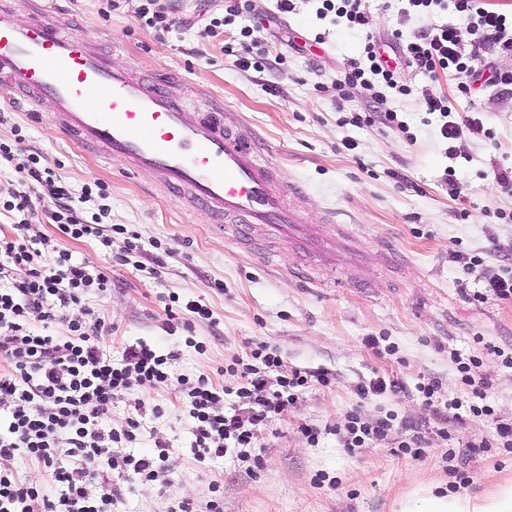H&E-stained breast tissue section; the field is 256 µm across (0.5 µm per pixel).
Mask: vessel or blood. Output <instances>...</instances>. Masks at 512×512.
<instances>
[{"instance_id":"vessel-or-blood-1","label":"vessel or blood","mask_w":512,"mask_h":512,"mask_svg":"<svg viewBox=\"0 0 512 512\" xmlns=\"http://www.w3.org/2000/svg\"><path fill=\"white\" fill-rule=\"evenodd\" d=\"M174 83L160 69L114 66L98 36L70 32L51 8L22 21L0 5V88L47 104L71 142L120 159L128 173L154 176L173 196L190 194L215 223L231 216L243 233L321 250L323 235L286 205L294 189L277 180L255 143L225 127L223 107L187 112Z\"/></svg>"}]
</instances>
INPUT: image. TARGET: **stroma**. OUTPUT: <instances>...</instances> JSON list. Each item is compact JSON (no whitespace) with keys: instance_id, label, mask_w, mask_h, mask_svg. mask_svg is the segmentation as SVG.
I'll use <instances>...</instances> for the list:
<instances>
[{"instance_id":"obj_1","label":"stroma","mask_w":512,"mask_h":512,"mask_svg":"<svg viewBox=\"0 0 512 512\" xmlns=\"http://www.w3.org/2000/svg\"><path fill=\"white\" fill-rule=\"evenodd\" d=\"M172 2L176 24L161 36L137 22L141 0H121L110 13L106 0L55 6L77 33L104 34L116 64L173 73L188 111L223 103L225 127L248 135L278 179L300 187L292 202L308 222L346 225L356 245L332 267L315 265L283 241L254 251L216 231L189 200H171L151 177L127 175L120 160L84 151L50 122L12 108L0 91V140L16 155L38 153L41 166L74 195L96 180L107 186L87 208L103 212L104 226L113 229L111 250L72 239L42 215L29 234L52 239L90 269L108 268L110 290L89 289L84 306L108 325L101 343L113 363L138 341L163 354L180 351L168 365L167 386L122 395L107 415L121 426L134 402H144L139 438L123 454L146 455L159 442L167 447L164 478L121 482L114 512H177L184 501L193 512H208L213 483L223 490V512H398L400 499L425 484L474 498L512 485V447L496 436L498 424L512 422V300L477 299L480 283L456 261L468 253L512 269V190L493 180L496 168L512 167V90L484 87L465 96L464 77L455 71L431 82L403 66L398 82L408 95L389 90L377 98L362 87L343 99L327 93L360 59L366 35L384 39L398 31L406 44L422 29L455 23L449 11L408 17L406 0H364L367 23L351 29L318 20L316 0H294L284 14L275 0H254L253 11L215 41L201 31L204 21L222 15L221 0ZM244 28L278 64L261 72L236 68L223 47L237 43ZM426 92L448 100L463 119L457 158L448 156L437 116L422 109ZM386 111L397 112L407 131L350 122ZM468 116L482 122V132L465 124ZM346 138L356 140V150L342 148ZM122 226L138 245L124 264L108 259L125 246ZM174 298L206 305L209 319L185 310L168 319ZM260 342L286 368L330 372L331 384L297 390L287 413L259 427L248 460L231 450L196 461L191 422L179 412L181 381L208 375L227 390L225 411H234L239 380L223 368ZM472 359L490 383L492 413L444 424L422 405L417 387L432 379L439 401L465 397L458 364ZM379 377L397 380L404 394L360 401L357 387ZM353 411L369 420L391 417L384 440L347 447ZM308 426L320 431L316 443L304 434ZM417 430L425 436L418 450L409 446ZM483 439L488 448L470 451L469 442ZM463 474L470 478L465 487Z\"/></svg>"}]
</instances>
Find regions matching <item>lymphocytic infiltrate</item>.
Masks as SVG:
<instances>
[{
    "instance_id": "lymphocytic-infiltrate-1",
    "label": "lymphocytic infiltrate",
    "mask_w": 512,
    "mask_h": 512,
    "mask_svg": "<svg viewBox=\"0 0 512 512\" xmlns=\"http://www.w3.org/2000/svg\"><path fill=\"white\" fill-rule=\"evenodd\" d=\"M416 12L452 11L459 26L443 25L423 31L418 41L407 44L408 63L428 79L452 69L467 78L480 74L491 52L512 53V14L488 6L487 0H408ZM470 40L462 42L460 29ZM361 61L335 83L341 95L378 78L386 87L398 86L396 73L384 61L373 37H366ZM14 167L18 187H7L0 204L11 212V235L0 236V512H112L121 496L117 479L154 481L164 472L165 445L154 455L103 457L112 445L135 442L140 424L127 418L113 428L105 417L112 401L137 387H159L169 379L168 361L176 352L159 354L146 342L128 345L123 363L116 366L99 337L106 329L99 317L70 318L81 306L86 288L106 290L109 275L92 271L66 251L55 249L49 239L30 240L33 217L45 214L51 223L72 239H95L111 247L112 238L102 229L98 216L87 215L72 204L69 188L50 170L41 168L37 155L18 158L11 145L0 141V165ZM22 275H14V268ZM465 274L482 282V298L511 300L512 271L484 268L478 257L463 261ZM39 312L42 327L28 324L27 315ZM470 402L452 398L438 405L433 400L435 383L420 385L423 404L435 414L459 418L461 409L476 416L490 415L486 405L489 382L478 361L462 363ZM281 374L280 387L269 390L268 372ZM236 395L244 413L224 410V392L208 376H199L187 387L185 407L192 422L195 457L206 460L225 456V441L234 447L252 445L254 430L287 411L291 392L312 384L329 385L324 371L284 370L277 355L257 345L250 363L240 373ZM31 460L43 479L21 476L14 467L18 457Z\"/></svg>"
}]
</instances>
